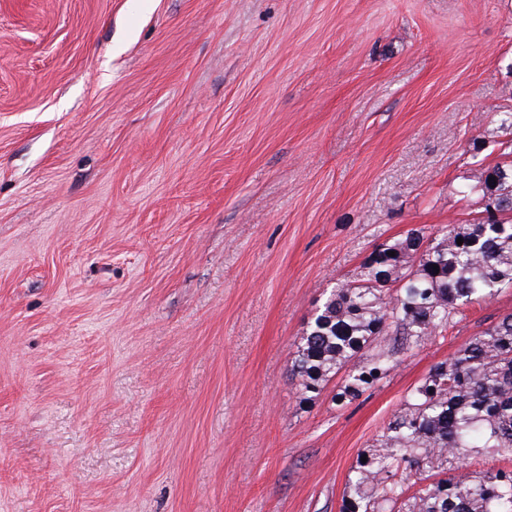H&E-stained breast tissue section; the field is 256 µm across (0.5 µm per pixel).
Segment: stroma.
<instances>
[{"mask_svg":"<svg viewBox=\"0 0 512 512\" xmlns=\"http://www.w3.org/2000/svg\"><path fill=\"white\" fill-rule=\"evenodd\" d=\"M512 0H0V512H340L468 305L357 401L289 375L325 292L483 220Z\"/></svg>","mask_w":512,"mask_h":512,"instance_id":"stroma-1","label":"stroma"}]
</instances>
